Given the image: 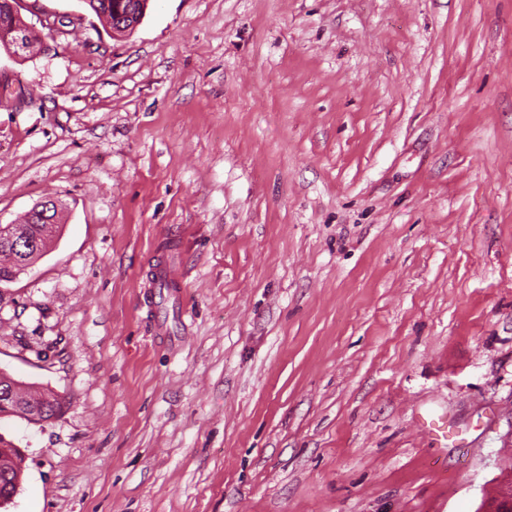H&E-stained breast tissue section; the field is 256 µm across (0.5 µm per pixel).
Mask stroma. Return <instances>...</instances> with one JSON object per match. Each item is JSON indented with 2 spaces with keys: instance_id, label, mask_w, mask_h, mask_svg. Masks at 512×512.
I'll return each mask as SVG.
<instances>
[{
  "instance_id": "stroma-1",
  "label": "stroma",
  "mask_w": 512,
  "mask_h": 512,
  "mask_svg": "<svg viewBox=\"0 0 512 512\" xmlns=\"http://www.w3.org/2000/svg\"><path fill=\"white\" fill-rule=\"evenodd\" d=\"M0 49L7 512H479L512 472V0H83ZM166 281L164 288L154 278ZM112 1L113 0H83L84 4L100 19H104L109 27L112 29V20L113 27L118 30L119 33H125L123 31H127L130 24L127 21H133V19H117L115 16H112ZM108 2V4H106ZM112 32L114 30L112 29ZM115 33V32H114ZM18 224H6L0 225V250L1 248L6 251H11L12 255L16 259V265L21 269L20 272H14L12 275L8 276L9 279L3 280L0 276V282L2 281H12L15 277L19 276L21 273L27 271V269L31 265H26V255L32 250L35 246V242L30 239L26 234L21 232L17 228ZM44 244L41 239V246L38 248L37 252L33 251L28 253L30 256V262L34 263L38 258H40L44 253L41 254L42 248ZM2 379L4 380L3 382ZM0 383L1 385L10 388L13 386L15 396L26 402L29 401L23 398V394L32 400H36L33 402L34 404H43V401H46L47 409L52 413V416H55L56 409L60 408V401L57 396L54 395V393L49 390H40L32 384H27L23 381L16 380L6 372L0 371ZM46 396H51L52 400L47 401ZM0 410L1 414L22 415L34 423H44L43 407L27 408L12 395L8 389L1 392L0 388ZM2 448H12L11 444L6 442L5 439L0 435V450ZM16 453L10 456L4 450L0 452V493L3 490H7V487H13V483L16 482L20 474V462L21 458L25 462V451L22 448H12ZM20 455V456H19Z\"/></svg>"
}]
</instances>
